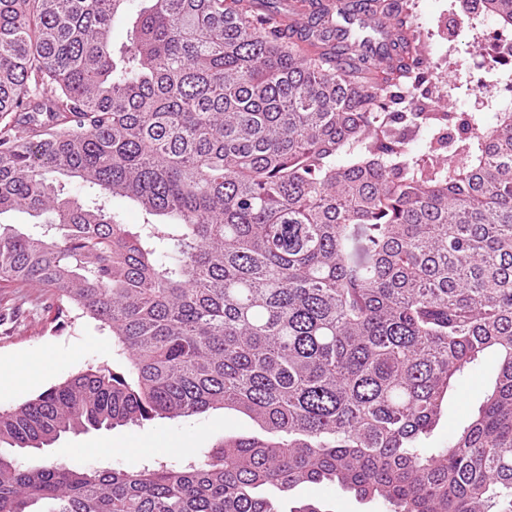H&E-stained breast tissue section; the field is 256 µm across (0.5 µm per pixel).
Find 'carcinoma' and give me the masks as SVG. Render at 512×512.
Masks as SVG:
<instances>
[{
    "label": "carcinoma",
    "mask_w": 512,
    "mask_h": 512,
    "mask_svg": "<svg viewBox=\"0 0 512 512\" xmlns=\"http://www.w3.org/2000/svg\"><path fill=\"white\" fill-rule=\"evenodd\" d=\"M479 2L512 26V0ZM364 12L335 39L327 9L299 32L242 0H0V216L49 215L0 223V288L125 358L0 409V512H282L307 484L512 512V118L454 143L457 113L398 109L425 81L411 0ZM382 22L393 63L362 52ZM490 350L478 413L427 447ZM210 409L263 435L137 470L16 456Z\"/></svg>",
    "instance_id": "cac0c4a2"
}]
</instances>
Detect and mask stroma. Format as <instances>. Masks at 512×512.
Segmentation results:
<instances>
[{
  "mask_svg": "<svg viewBox=\"0 0 512 512\" xmlns=\"http://www.w3.org/2000/svg\"><path fill=\"white\" fill-rule=\"evenodd\" d=\"M413 12L420 32L422 50L439 71L427 74L420 87L423 96L431 95L439 76H450L453 88L446 99L452 112L482 114L490 111V100L470 94L471 74L479 69L491 45L485 36L497 26V18L482 14L471 26H461L462 0H413ZM37 290L24 295L0 291V377L9 375L20 360L32 362L31 381L26 389L0 388V408L9 409L56 386L71 375L90 367L112 366L119 358L108 331L92 319L72 318L58 325L38 308ZM498 365L495 354L460 377L448 396L444 415L428 443H445L455 427L464 423L480 404L481 393L489 387ZM258 429L245 416L230 410H210L203 414L170 421L158 419L140 426L111 430H91L79 435L61 436L39 456L22 457L23 465L42 464L60 459L75 467L132 468L148 457H173L183 449L203 452L228 436H251ZM321 500L329 512H386L377 500L362 501L353 494L329 491L317 485L296 488L281 500L282 512L294 501Z\"/></svg>",
  "mask_w": 512,
  "mask_h": 512,
  "instance_id": "35a3bbf8",
  "label": "stroma"
}]
</instances>
